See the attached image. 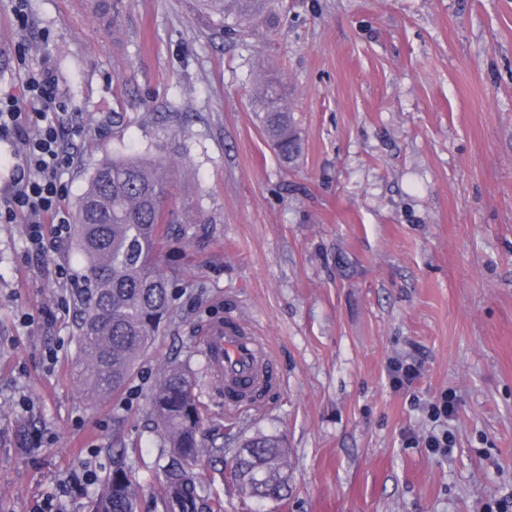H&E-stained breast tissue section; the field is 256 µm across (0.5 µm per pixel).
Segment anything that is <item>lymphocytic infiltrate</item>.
<instances>
[{
  "label": "lymphocytic infiltrate",
  "mask_w": 512,
  "mask_h": 512,
  "mask_svg": "<svg viewBox=\"0 0 512 512\" xmlns=\"http://www.w3.org/2000/svg\"><path fill=\"white\" fill-rule=\"evenodd\" d=\"M61 107L56 80L46 69L28 73L22 96L0 92V142L14 146L18 160L9 183L0 188V224L23 222L30 250L38 256L57 253L70 234L62 177L74 157L59 145ZM456 409L455 395L446 392L427 404L429 419L440 426L421 439L431 453L448 454L452 437L446 426Z\"/></svg>",
  "instance_id": "1"
}]
</instances>
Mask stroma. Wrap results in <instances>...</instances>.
Returning <instances> with one entry per match:
<instances>
[{
  "label": "stroma",
  "instance_id": "35a3bbf8",
  "mask_svg": "<svg viewBox=\"0 0 512 512\" xmlns=\"http://www.w3.org/2000/svg\"><path fill=\"white\" fill-rule=\"evenodd\" d=\"M0 0V90L51 67L81 136L67 212L101 161L159 158L178 223L158 267L175 318L124 393L89 399L72 365L82 307L75 239L37 258L0 224V512H91L116 468L162 512L172 460L150 396L164 369L196 381L205 494L224 512H498L512 496V0H282L273 39L225 36L196 0ZM281 80L302 151L283 165L255 112L261 70ZM74 273L58 282L57 264ZM251 327L281 379L226 419L199 332ZM423 374L394 390L391 358ZM454 392L448 457L407 441ZM283 438L292 492L242 494L231 463Z\"/></svg>",
  "mask_w": 512,
  "mask_h": 512
}]
</instances>
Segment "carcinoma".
<instances>
[{
	"label": "carcinoma",
	"instance_id": "obj_1",
	"mask_svg": "<svg viewBox=\"0 0 512 512\" xmlns=\"http://www.w3.org/2000/svg\"><path fill=\"white\" fill-rule=\"evenodd\" d=\"M201 12L215 18L224 34L238 40L271 35L278 24L276 0H197ZM261 127L284 164L301 150L280 80L260 79L255 95ZM166 165L140 153L99 163L78 202L76 245L87 271L86 295L76 329V375L94 398L118 396L128 386L160 328L171 321L172 285L154 263L165 225L176 218L167 212ZM151 407L169 453L181 461L167 475L192 507L176 510L169 493L164 512H223L220 500L202 495L199 463L204 445L198 438L200 405L190 375L169 368L154 387ZM240 487L252 497L282 502L290 479L286 448L276 437L257 436L236 454ZM138 485L117 468L96 496L92 512H136Z\"/></svg>",
	"mask_w": 512,
	"mask_h": 512
}]
</instances>
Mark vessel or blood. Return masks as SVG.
<instances>
[{
	"instance_id": "1",
	"label": "vessel or blood",
	"mask_w": 512,
	"mask_h": 512,
	"mask_svg": "<svg viewBox=\"0 0 512 512\" xmlns=\"http://www.w3.org/2000/svg\"><path fill=\"white\" fill-rule=\"evenodd\" d=\"M213 385L227 412L255 408L251 390L270 395L279 385L274 361L251 329L234 319L208 321L199 335Z\"/></svg>"
}]
</instances>
